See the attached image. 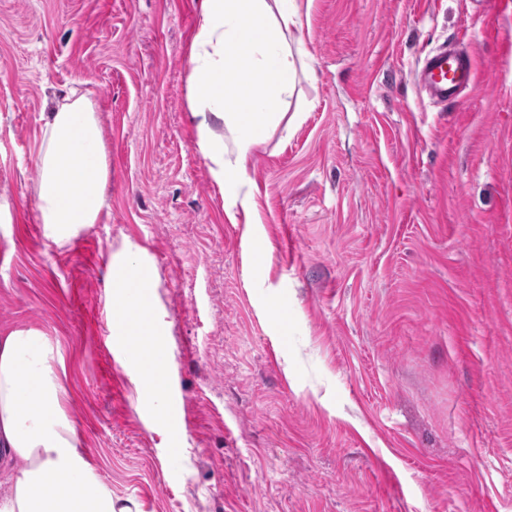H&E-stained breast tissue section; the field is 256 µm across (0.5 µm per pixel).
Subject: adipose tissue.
I'll list each match as a JSON object with an SVG mask.
<instances>
[{"label": "adipose tissue", "instance_id": "ef3b65f1", "mask_svg": "<svg viewBox=\"0 0 512 512\" xmlns=\"http://www.w3.org/2000/svg\"><path fill=\"white\" fill-rule=\"evenodd\" d=\"M302 16L301 0L201 2L190 54L191 116L228 217L243 216L248 224L261 221L248 177L253 150L276 131L291 130L285 107L307 55L292 40ZM42 121L33 190L44 238L62 245L101 220L110 172L86 95H69ZM112 286V308L120 315L114 333L136 337L147 406L158 421H168L167 330L133 250L113 260ZM60 362L37 329L0 335V469L8 473L0 512H139L118 504L87 461L65 411Z\"/></svg>", "mask_w": 512, "mask_h": 512}]
</instances>
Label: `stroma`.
Here are the masks:
<instances>
[{
    "instance_id": "obj_1",
    "label": "stroma",
    "mask_w": 512,
    "mask_h": 512,
    "mask_svg": "<svg viewBox=\"0 0 512 512\" xmlns=\"http://www.w3.org/2000/svg\"><path fill=\"white\" fill-rule=\"evenodd\" d=\"M200 0H0V331L59 351L64 405L140 512H512V0H312L314 76L234 224L197 145ZM453 42L476 82L431 103ZM87 90L108 208L59 246L31 188L41 115ZM267 263L253 258L257 239ZM169 327L164 424L113 336L127 244ZM421 87L439 104L457 103L458 96L475 81V72L462 49L431 51L416 66Z\"/></svg>"
}]
</instances>
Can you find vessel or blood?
Masks as SVG:
<instances>
[{"mask_svg":"<svg viewBox=\"0 0 512 512\" xmlns=\"http://www.w3.org/2000/svg\"><path fill=\"white\" fill-rule=\"evenodd\" d=\"M421 87L436 103L457 102L475 81L470 57L463 50H439L424 55L416 66Z\"/></svg>","mask_w":512,"mask_h":512,"instance_id":"1","label":"vessel or blood"}]
</instances>
